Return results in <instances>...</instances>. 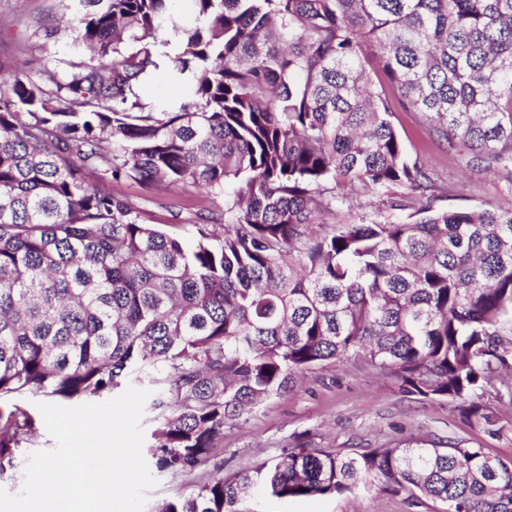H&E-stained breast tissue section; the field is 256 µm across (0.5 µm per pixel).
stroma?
<instances>
[{
	"instance_id": "35a3bbf8",
	"label": "stroma",
	"mask_w": 512,
	"mask_h": 512,
	"mask_svg": "<svg viewBox=\"0 0 512 512\" xmlns=\"http://www.w3.org/2000/svg\"><path fill=\"white\" fill-rule=\"evenodd\" d=\"M64 0H0V62L12 70L32 61L43 64L60 52L63 41L36 38L39 22L65 9ZM393 123L410 155L420 156L440 190V207L480 208L512 204V162L476 160L439 140L419 112L395 111ZM127 195L146 223L187 235L195 214L224 208L223 196L205 189H146L131 182H108ZM485 401L494 428L468 415L460 405L417 400L401 393L389 376L340 362L297 378L288 393L275 396L242 420L227 424L217 450L223 475L252 467L303 441L343 454H362L410 442L426 448L448 443L484 449L512 460V381L499 380ZM241 512H447V505L425 498L410 504L406 494L359 490L351 494L277 499L262 493L247 498Z\"/></svg>"
}]
</instances>
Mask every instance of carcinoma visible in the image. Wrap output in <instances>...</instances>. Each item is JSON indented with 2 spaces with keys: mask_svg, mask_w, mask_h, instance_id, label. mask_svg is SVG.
I'll use <instances>...</instances> for the list:
<instances>
[{
  "mask_svg": "<svg viewBox=\"0 0 512 512\" xmlns=\"http://www.w3.org/2000/svg\"><path fill=\"white\" fill-rule=\"evenodd\" d=\"M68 51L0 79V473L29 398L154 385L156 468L195 477L224 427L298 373L360 360L416 399L512 373V206L448 210L381 85L451 150L512 161V0H76ZM181 95L151 101L159 47ZM206 188L192 245L85 180ZM357 223L322 220L348 190ZM393 188L400 189L396 194ZM376 488L512 512V461L459 443L342 456L304 442L158 512ZM348 197L350 206L348 207V203L343 206H336V218L330 216L328 218L329 222H353L358 216L373 212L379 199L356 190L350 191Z\"/></svg>",
  "mask_w": 512,
  "mask_h": 512,
  "instance_id": "cac0c4a2",
  "label": "carcinoma"
}]
</instances>
